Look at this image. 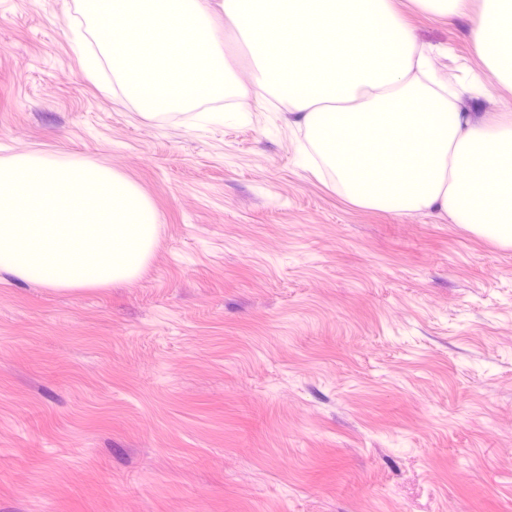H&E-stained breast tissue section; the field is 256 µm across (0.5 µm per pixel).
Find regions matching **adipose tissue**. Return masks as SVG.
I'll return each instance as SVG.
<instances>
[{"instance_id": "adipose-tissue-1", "label": "adipose tissue", "mask_w": 512, "mask_h": 512, "mask_svg": "<svg viewBox=\"0 0 512 512\" xmlns=\"http://www.w3.org/2000/svg\"><path fill=\"white\" fill-rule=\"evenodd\" d=\"M424 13L452 19L469 16L471 45L499 85L512 88V42L503 41V19L512 0H413ZM347 32L361 38L364 51L352 54L345 73L314 84L309 74L322 63L303 57L281 66L278 52L262 55L254 75L275 89L315 147L332 187L353 205L411 217L432 212L452 223L512 228V105L476 117L462 111L457 92H441L428 82L427 58L393 0H340ZM188 29L209 33L216 20L229 31H246L263 16L264 0H177ZM109 62L144 94L169 90L178 77L208 84L225 97L245 92L219 69L221 52L207 46L190 53L174 71L140 77L126 46L111 30L102 33Z\"/></svg>"}]
</instances>
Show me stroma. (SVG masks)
Segmentation results:
<instances>
[{"label": "stroma", "mask_w": 512, "mask_h": 512, "mask_svg": "<svg viewBox=\"0 0 512 512\" xmlns=\"http://www.w3.org/2000/svg\"><path fill=\"white\" fill-rule=\"evenodd\" d=\"M465 112L468 18L395 0ZM86 0H0V167L78 158L158 228L109 288L0 270V512H512V245L344 202L275 91L154 112Z\"/></svg>", "instance_id": "obj_1"}]
</instances>
